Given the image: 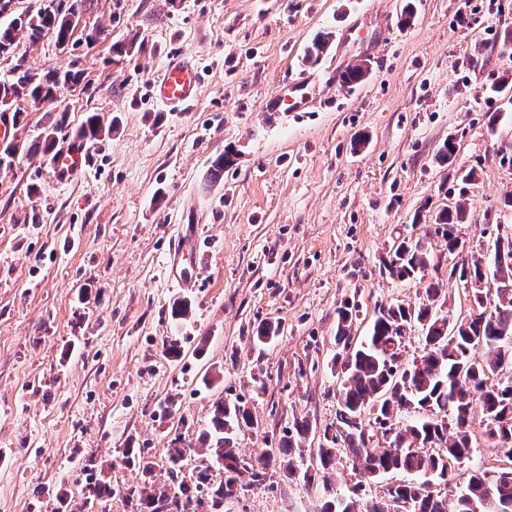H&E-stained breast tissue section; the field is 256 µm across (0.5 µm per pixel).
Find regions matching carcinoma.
Listing matches in <instances>:
<instances>
[{
  "label": "carcinoma",
  "mask_w": 512,
  "mask_h": 512,
  "mask_svg": "<svg viewBox=\"0 0 512 512\" xmlns=\"http://www.w3.org/2000/svg\"><path fill=\"white\" fill-rule=\"evenodd\" d=\"M81 8V0H51L48 10L0 25V54L9 52L20 36L35 42L50 33L58 46H67ZM80 79L78 70L39 74L28 68L12 69L8 78L0 80V104L8 99L16 104L27 99L53 100L61 89L76 88ZM63 129L61 117L44 126L25 148L13 141L3 143L0 167H10L20 151L49 152ZM111 132L112 126H104L101 117L92 114L78 136L94 141ZM461 220L459 207L439 211L434 234L443 238L448 255L461 257L450 275L456 274L458 280L471 284L466 291L471 304L467 316L455 317L435 309L440 290L431 282L425 287L426 303L416 314L401 305L380 308L369 335L358 347L352 346L350 336L353 312L344 309L338 315L336 342L341 352L336 354L334 366L340 378L339 412L335 428L324 429V442L317 448L319 464L324 470H335L337 454L342 451L368 482L392 473H404L410 479L386 486L382 500L369 503L359 497L358 483L348 494H334L320 512H512V470L492 477L474 470L451 498L425 488L429 482L451 483L456 476L455 465L470 459L469 420L477 406L492 424L485 429L487 438L507 449L512 458V383L495 381L500 371L512 368V292L506 304L499 297L500 289L512 287V237L495 239V250L504 255V261L471 262L463 255L465 242L455 234ZM433 265L432 244L420 239L403 240L384 269L398 280H411ZM413 318L422 328V355L402 368L399 359L405 336L400 329ZM277 332L278 327L270 323L258 326L254 345L260 348L269 344ZM376 401L381 404V423L392 430L388 447L381 451L372 442L376 429L366 430L357 422L361 411ZM255 424L243 401L216 399L209 428L201 433L205 450L195 451L182 439H175L167 458L170 491L149 482L135 490L144 510L197 512L204 505L203 495L208 493L216 509L243 490V473H250L256 484L266 481L270 455L261 453L245 460L234 450L236 431ZM192 451L203 460L187 476L185 467ZM122 457V463L137 466L145 474L153 471L152 461L131 448L125 449ZM214 467L224 471V481L216 487L211 485L210 470Z\"/></svg>",
  "instance_id": "cac0c4a2"
}]
</instances>
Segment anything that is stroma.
Instances as JSON below:
<instances>
[{"mask_svg": "<svg viewBox=\"0 0 512 512\" xmlns=\"http://www.w3.org/2000/svg\"><path fill=\"white\" fill-rule=\"evenodd\" d=\"M179 54L197 59L201 86L177 111L150 85ZM20 56L82 80L25 103L11 139L30 141L50 114L69 139L93 113L112 132L87 143L70 182L49 154L0 169V512H141V476L121 450L141 449L166 482L171 439L196 442L218 398H243L258 421L235 436L242 457H278L302 420V448L318 447L336 423L341 308L357 307L358 341L380 307H418L428 280L453 315L469 312L444 250L425 280L389 277L394 242L432 234L456 202L470 259L512 234V0H82L68 46L16 42L0 78ZM360 60L368 78L346 85ZM297 80L305 110L267 111ZM227 150L236 161L213 178ZM185 224L206 269L184 282L170 246ZM183 300L188 314L173 317ZM265 322L279 333L259 350ZM486 424L474 408L473 452L449 493L471 469L512 467ZM337 460L312 481L242 475L220 512H318L330 493L357 485L371 501L404 479L363 485ZM96 478L110 496L93 497Z\"/></svg>", "mask_w": 512, "mask_h": 512, "instance_id": "1", "label": "stroma"}]
</instances>
